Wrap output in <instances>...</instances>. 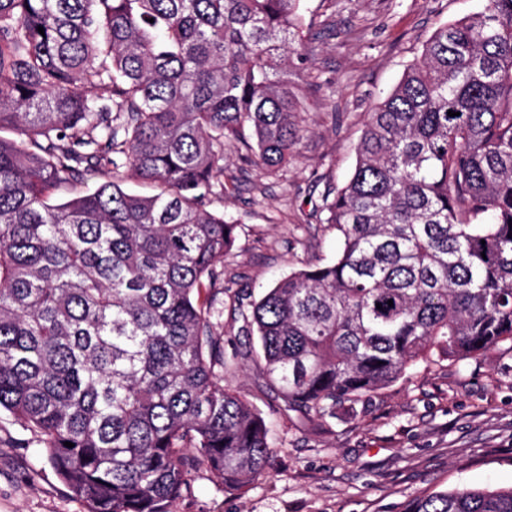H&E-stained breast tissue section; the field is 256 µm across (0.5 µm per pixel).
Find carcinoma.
Here are the masks:
<instances>
[{
  "mask_svg": "<svg viewBox=\"0 0 512 512\" xmlns=\"http://www.w3.org/2000/svg\"><path fill=\"white\" fill-rule=\"evenodd\" d=\"M302 28L301 0H0V130L20 133L0 137V411L84 512H170L201 468L235 491L265 475L267 421L224 377L221 296L308 419L434 356L512 349V0L439 25L368 114L323 195L334 261L257 300L224 286L236 225L206 201L225 146L271 175L294 156L281 74L307 59ZM126 173L158 192H125ZM404 512H512V488Z\"/></svg>",
  "mask_w": 512,
  "mask_h": 512,
  "instance_id": "obj_1",
  "label": "carcinoma"
}]
</instances>
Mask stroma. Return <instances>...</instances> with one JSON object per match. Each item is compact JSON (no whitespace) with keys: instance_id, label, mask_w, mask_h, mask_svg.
<instances>
[{"instance_id":"obj_1","label":"stroma","mask_w":512,"mask_h":512,"mask_svg":"<svg viewBox=\"0 0 512 512\" xmlns=\"http://www.w3.org/2000/svg\"><path fill=\"white\" fill-rule=\"evenodd\" d=\"M483 0H304L311 62H291L305 128L277 175L224 152L223 194L208 208L236 226L224 259L232 288L261 295L274 279L334 260L338 240L313 215L327 188L342 187L364 119L420 56L434 29L478 12ZM271 417L273 467L246 491L205 470L171 512H404L425 491L512 487V351L418 366L392 387L335 417L308 422L288 410L262 363L230 378ZM0 512H83L35 435L0 412Z\"/></svg>"}]
</instances>
